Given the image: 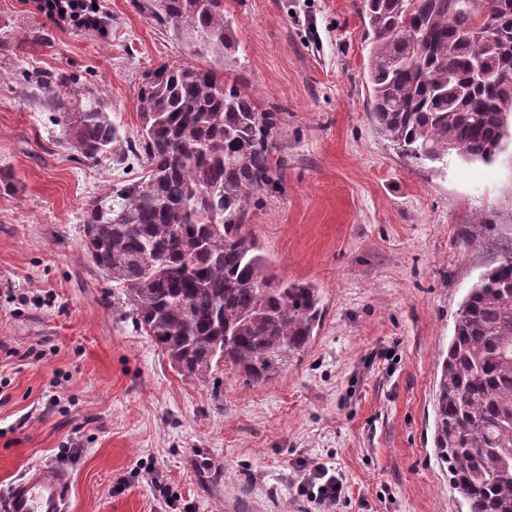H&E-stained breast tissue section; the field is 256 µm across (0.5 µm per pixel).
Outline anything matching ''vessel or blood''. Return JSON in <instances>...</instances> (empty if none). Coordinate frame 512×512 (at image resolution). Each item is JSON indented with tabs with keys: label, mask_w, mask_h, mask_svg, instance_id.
Segmentation results:
<instances>
[{
	"label": "vessel or blood",
	"mask_w": 512,
	"mask_h": 512,
	"mask_svg": "<svg viewBox=\"0 0 512 512\" xmlns=\"http://www.w3.org/2000/svg\"><path fill=\"white\" fill-rule=\"evenodd\" d=\"M65 477L39 466H30L16 480L0 512H65Z\"/></svg>",
	"instance_id": "obj_1"
}]
</instances>
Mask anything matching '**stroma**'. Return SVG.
Listing matches in <instances>:
<instances>
[{"label": "stroma", "mask_w": 512, "mask_h": 512, "mask_svg": "<svg viewBox=\"0 0 512 512\" xmlns=\"http://www.w3.org/2000/svg\"><path fill=\"white\" fill-rule=\"evenodd\" d=\"M109 32L0 0V498L30 465L68 476L66 512H317L301 465L345 477L336 512H465L433 448L438 354L481 272L512 251V145L490 164L415 166L375 132L354 0H224L239 78L276 111L285 165L248 222L274 272L319 288L301 361L247 384L174 370L82 250L87 203L140 176L70 149L46 77L110 108L122 138L160 63L188 62L149 0H101ZM29 83L32 92L20 96ZM467 224L486 243L464 242Z\"/></svg>", "instance_id": "stroma-1"}]
</instances>
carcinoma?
Wrapping results in <instances>:
<instances>
[{"mask_svg": "<svg viewBox=\"0 0 512 512\" xmlns=\"http://www.w3.org/2000/svg\"><path fill=\"white\" fill-rule=\"evenodd\" d=\"M480 2L497 27L477 43L465 0H355L373 125L416 165L488 163L512 137V96L496 92L512 79V5ZM154 14L206 65L144 76L138 138L121 143L75 78L48 86L73 151L98 161L120 149L146 170L88 204L84 252L180 375L204 381L222 364L262 383L304 353L323 315L319 289L276 275L246 224L275 185L279 119L224 77L239 48L224 0H166ZM438 371L434 448L453 488L467 512H512V252L469 289Z\"/></svg>", "mask_w": 512, "mask_h": 512, "instance_id": "1", "label": "carcinoma"}]
</instances>
